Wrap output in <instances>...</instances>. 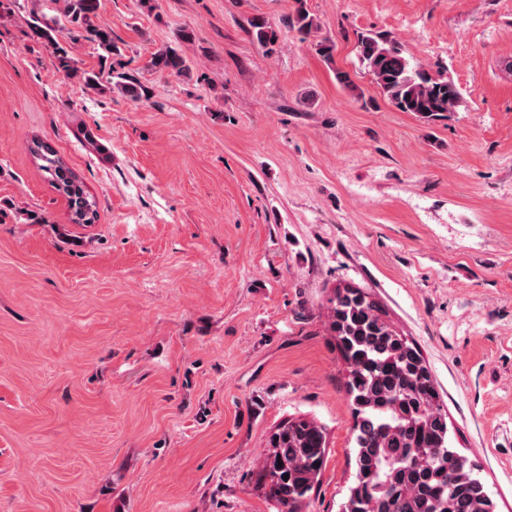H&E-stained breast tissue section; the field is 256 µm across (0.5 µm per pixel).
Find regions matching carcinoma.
<instances>
[{
    "mask_svg": "<svg viewBox=\"0 0 512 512\" xmlns=\"http://www.w3.org/2000/svg\"><path fill=\"white\" fill-rule=\"evenodd\" d=\"M62 14H33L30 28L53 48L59 68L73 70L61 41L67 26L82 29L106 56L120 54L109 30L93 23L100 0H64ZM283 23L309 35L319 25L296 0ZM359 62L400 111L426 121L458 111L461 93L441 74L431 75L401 45L366 34L357 45ZM153 68L171 75L190 69L172 46L158 49ZM87 86L116 87L137 100L143 86L124 73L83 74ZM33 154L39 169L67 201L80 206L86 194L80 178L43 142ZM330 329L347 371L346 391L353 416L355 472L340 512H497L476 464L451 446L448 414L435 379L416 344L400 333L371 293L347 285L329 299ZM260 481L278 512H308L321 475L327 438L323 426L305 416L281 421L265 441Z\"/></svg>",
    "mask_w": 512,
    "mask_h": 512,
    "instance_id": "1",
    "label": "carcinoma"
}]
</instances>
